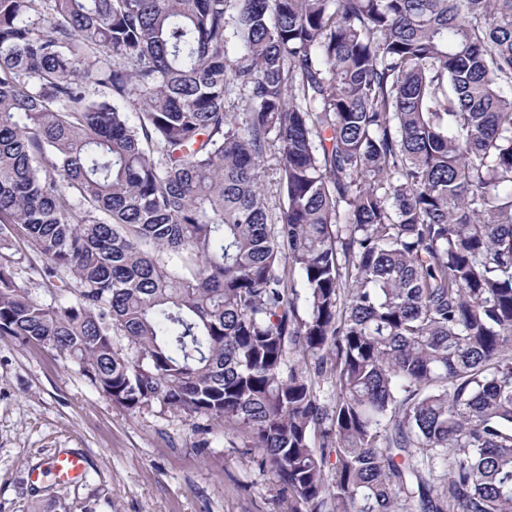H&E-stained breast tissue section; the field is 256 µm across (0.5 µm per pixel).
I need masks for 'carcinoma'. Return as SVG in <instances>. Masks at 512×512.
<instances>
[{
	"label": "carcinoma",
	"instance_id": "obj_1",
	"mask_svg": "<svg viewBox=\"0 0 512 512\" xmlns=\"http://www.w3.org/2000/svg\"><path fill=\"white\" fill-rule=\"evenodd\" d=\"M4 334L288 512H512V0H0ZM278 159L273 154H268L263 166V173L261 174V182L263 188L267 193L271 205L277 208L279 204H282V197L279 196L278 190ZM18 246L20 247L7 251V254L13 255L16 262L17 282L26 288H52L40 276L39 272L43 264L41 256L25 248L21 243ZM16 248H18L17 252Z\"/></svg>",
	"mask_w": 512,
	"mask_h": 512
}]
</instances>
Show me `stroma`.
Listing matches in <instances>:
<instances>
[{
    "instance_id": "obj_1",
    "label": "stroma",
    "mask_w": 512,
    "mask_h": 512,
    "mask_svg": "<svg viewBox=\"0 0 512 512\" xmlns=\"http://www.w3.org/2000/svg\"><path fill=\"white\" fill-rule=\"evenodd\" d=\"M82 453L84 480L34 484L60 451ZM286 512L241 435L152 405L137 413L98 392L36 342L0 336V512Z\"/></svg>"
}]
</instances>
